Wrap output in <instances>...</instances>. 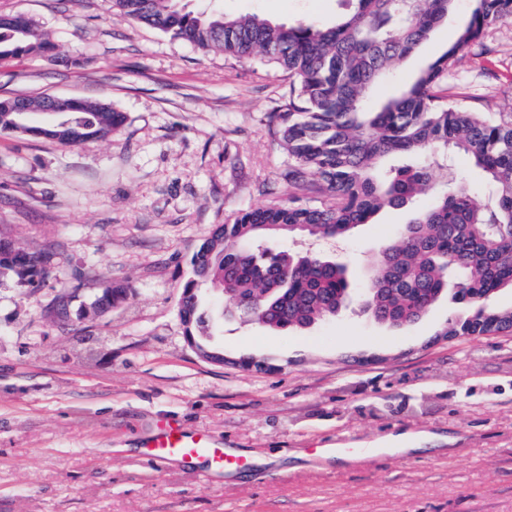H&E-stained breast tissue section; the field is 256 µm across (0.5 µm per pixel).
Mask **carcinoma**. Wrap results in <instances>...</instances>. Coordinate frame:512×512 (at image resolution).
<instances>
[{"label":"carcinoma","mask_w":512,"mask_h":512,"mask_svg":"<svg viewBox=\"0 0 512 512\" xmlns=\"http://www.w3.org/2000/svg\"><path fill=\"white\" fill-rule=\"evenodd\" d=\"M117 15L203 50L257 59L288 75V102L271 115L270 131L288 154V200L241 212L217 227L191 259L179 316L185 335L205 323L202 287L242 305L240 317L274 331H302L336 315L349 296L345 270L321 257L275 251L281 238H342L386 209L413 208L397 244L374 258L360 294L375 321L396 328L417 320L448 292L465 313L443 336H490L512 331V307L494 296L512 288V118L471 109L445 93L448 71L485 30L512 19V0H473L456 40L376 108L369 92L448 21L455 0H348L334 25L311 19L295 25L258 14L195 13L178 0H114ZM20 32L0 28V58L56 55V44L21 17ZM30 135L47 134L42 99H30ZM68 119L105 138L120 127L110 106ZM482 172L491 187L480 202L452 176L451 157ZM397 157L411 159L393 165ZM448 179L440 184L435 172ZM422 198L424 207L416 206ZM59 248L17 251L0 241V274L39 287Z\"/></svg>","instance_id":"obj_1"}]
</instances>
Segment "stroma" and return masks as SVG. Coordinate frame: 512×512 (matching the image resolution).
<instances>
[{
    "label": "stroma",
    "instance_id": "obj_1",
    "mask_svg": "<svg viewBox=\"0 0 512 512\" xmlns=\"http://www.w3.org/2000/svg\"><path fill=\"white\" fill-rule=\"evenodd\" d=\"M182 2L284 23L331 24L345 8ZM472 5L455 0L448 24L370 105L446 49ZM0 14L29 18L73 60L0 59V99L66 96L125 116L108 138L76 146L0 134V238L59 246L42 287L0 276V512H512V332L441 339L462 313L451 296L401 328L352 306L303 332H272L225 315L213 294L224 363L187 345L178 309L195 248L238 212L288 197V156L269 126L285 73L119 19L113 0H0ZM446 85L465 105L512 114V19L466 49ZM409 218L388 209L312 248L360 286ZM90 266L96 277H85ZM111 286L126 300L96 311ZM243 357L264 369L240 368ZM171 417L264 461L230 481L152 462L144 444ZM420 432L443 436L442 448L385 452L390 437ZM317 448L364 455L328 466Z\"/></svg>",
    "mask_w": 512,
    "mask_h": 512
}]
</instances>
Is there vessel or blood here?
<instances>
[{"label":"vessel or blood","mask_w":512,"mask_h":512,"mask_svg":"<svg viewBox=\"0 0 512 512\" xmlns=\"http://www.w3.org/2000/svg\"><path fill=\"white\" fill-rule=\"evenodd\" d=\"M146 456L155 462L177 458L185 466L205 464L209 469L236 473L249 469V461L217 447L213 437L205 432L188 433L176 422L163 425L146 444Z\"/></svg>","instance_id":"obj_1"}]
</instances>
